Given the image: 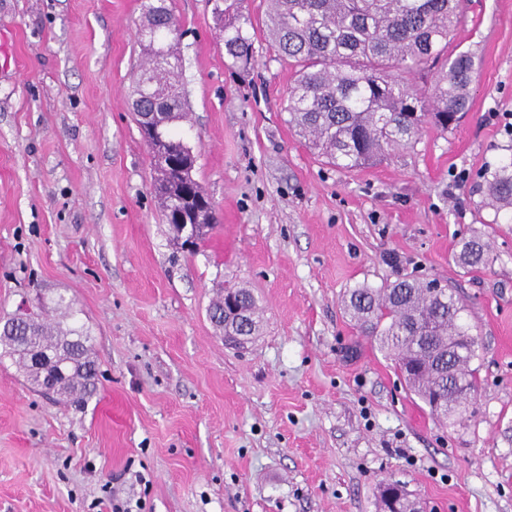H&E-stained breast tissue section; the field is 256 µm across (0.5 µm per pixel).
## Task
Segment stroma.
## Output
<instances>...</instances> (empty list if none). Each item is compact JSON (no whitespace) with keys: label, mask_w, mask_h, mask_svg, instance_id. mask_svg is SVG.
<instances>
[{"label":"stroma","mask_w":512,"mask_h":512,"mask_svg":"<svg viewBox=\"0 0 512 512\" xmlns=\"http://www.w3.org/2000/svg\"><path fill=\"white\" fill-rule=\"evenodd\" d=\"M180 27L195 177L216 226L178 248L130 104L144 0H0V318L65 300L98 390L74 406L0 363V512H379L400 481L426 512H512V209L479 174L512 158V0H465L457 127L355 169L287 123L293 71L245 0L258 60L232 66L211 0ZM490 247L476 269L462 237ZM437 280L478 338V391L441 423L346 315L365 285ZM253 289L260 336L227 345L209 305Z\"/></svg>","instance_id":"obj_1"}]
</instances>
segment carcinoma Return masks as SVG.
Listing matches in <instances>:
<instances>
[{"mask_svg": "<svg viewBox=\"0 0 512 512\" xmlns=\"http://www.w3.org/2000/svg\"><path fill=\"white\" fill-rule=\"evenodd\" d=\"M268 31L279 59L295 68L288 92V125L311 142L328 163L344 168L376 162L392 149L416 142L424 126L448 130L469 109L474 58L448 55V40L463 17V0H267ZM224 32V51L244 70L256 62L251 16L243 0L213 4ZM146 57L135 77L133 107L143 138L159 131L168 163L154 164V191L166 222L196 223V210L211 205L194 178L196 156L181 135L188 112L179 88L178 24L170 9L144 5L138 28ZM441 71L428 94L405 76L435 66ZM486 204L512 208V160L481 173ZM488 245L478 236L461 243L458 261L486 262ZM210 307L224 315L225 296L235 298L244 322L224 324V335L257 336L260 305L251 289L230 287ZM344 309L362 335L393 357L409 389L421 400L438 393L440 421L461 415L477 391L475 352L448 354V341L472 335L465 306L441 297L434 282L396 281L383 288L351 290ZM49 320L42 312L0 321V361L9 358L35 387L71 403L96 389L91 337L81 326Z\"/></svg>", "mask_w": 512, "mask_h": 512, "instance_id": "cac0c4a2", "label": "carcinoma"}]
</instances>
